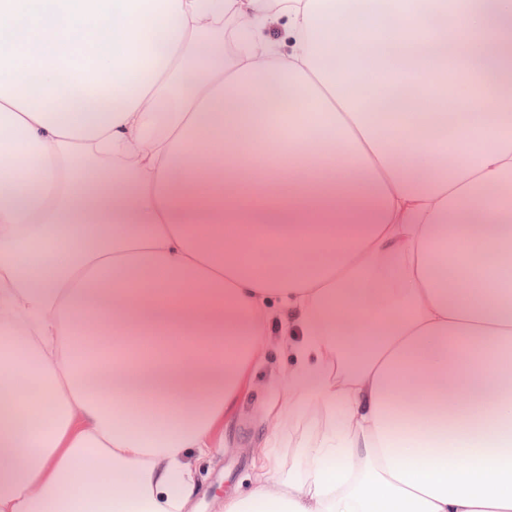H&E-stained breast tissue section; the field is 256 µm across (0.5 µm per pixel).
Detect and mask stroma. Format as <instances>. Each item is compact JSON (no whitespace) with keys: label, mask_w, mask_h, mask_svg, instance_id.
I'll return each instance as SVG.
<instances>
[{"label":"stroma","mask_w":512,"mask_h":512,"mask_svg":"<svg viewBox=\"0 0 512 512\" xmlns=\"http://www.w3.org/2000/svg\"><path fill=\"white\" fill-rule=\"evenodd\" d=\"M268 358L257 366L232 411L213 432L210 455L193 460L198 489V512H218L225 496L245 493L256 485L262 445L269 433H278L283 446L279 450L282 469H298L302 461L295 456V445L312 439L320 427L317 415L302 412L264 415L263 402H298L299 395L284 387V377L292 368L283 339L274 335L267 347Z\"/></svg>","instance_id":"stroma-1"}]
</instances>
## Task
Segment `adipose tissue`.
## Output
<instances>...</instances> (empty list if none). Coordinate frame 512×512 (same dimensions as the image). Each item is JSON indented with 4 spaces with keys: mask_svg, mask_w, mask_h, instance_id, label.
I'll list each match as a JSON object with an SVG mask.
<instances>
[{
    "mask_svg": "<svg viewBox=\"0 0 512 512\" xmlns=\"http://www.w3.org/2000/svg\"><path fill=\"white\" fill-rule=\"evenodd\" d=\"M276 309L223 512H512V0H0V512H192ZM267 347L268 359L257 366L250 381L232 411L224 415V423L213 432L210 455L200 459L190 458L198 489V512H217L224 496L246 493L256 485V475L263 442L271 432H277L283 442L278 448L280 466L284 474L288 469H299L303 462L295 456L294 445L312 439L320 427V419L303 404L298 415L265 416L261 404L273 399L288 407L299 401V395L284 388V376L293 368L288 351L283 346L286 336L273 333Z\"/></svg>",
    "mask_w": 512,
    "mask_h": 512,
    "instance_id": "adipose-tissue-1",
    "label": "adipose tissue"
}]
</instances>
